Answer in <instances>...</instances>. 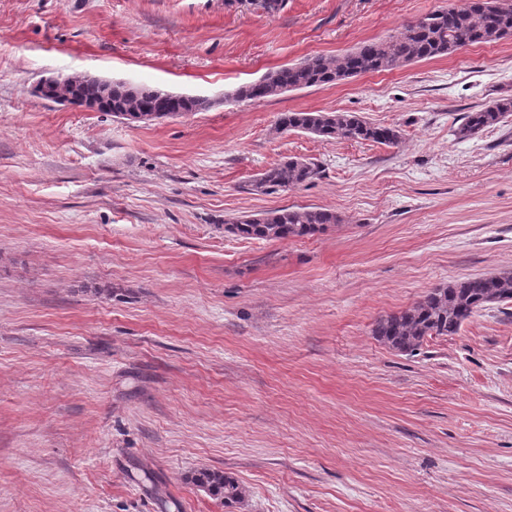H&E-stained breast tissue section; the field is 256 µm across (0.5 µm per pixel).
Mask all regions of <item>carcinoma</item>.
I'll return each instance as SVG.
<instances>
[{"label": "carcinoma", "mask_w": 512, "mask_h": 512, "mask_svg": "<svg viewBox=\"0 0 512 512\" xmlns=\"http://www.w3.org/2000/svg\"><path fill=\"white\" fill-rule=\"evenodd\" d=\"M492 4L491 8L480 9L475 0H464L461 6L438 8L424 16L426 23L422 26L404 25L394 35L364 41L343 55H309L298 63L269 72L260 82L238 87L233 96L257 103L287 91L335 84L361 73L392 71L451 55L459 50L460 40L470 46L512 38V0H492ZM109 104L113 116L124 118L144 108L196 112L206 106V101L174 98L145 84H131L113 87ZM511 116L512 98H503L483 109L464 113L454 135L465 139L506 123ZM278 123L290 131L310 133L323 141L395 145L400 140L397 127L372 123L350 112H283ZM319 174L315 164L285 157L260 172L248 183L247 190L263 195L286 192L313 181ZM339 222L340 217L327 209L283 207L233 217L224 221V230L247 239L283 241L324 233ZM509 301H512V271L456 281L433 288L410 307L379 318L374 335L394 351L412 353L426 337L452 336L483 307ZM194 481L209 493L223 496L226 502L240 495L239 485L217 472L201 471Z\"/></svg>", "instance_id": "1"}]
</instances>
